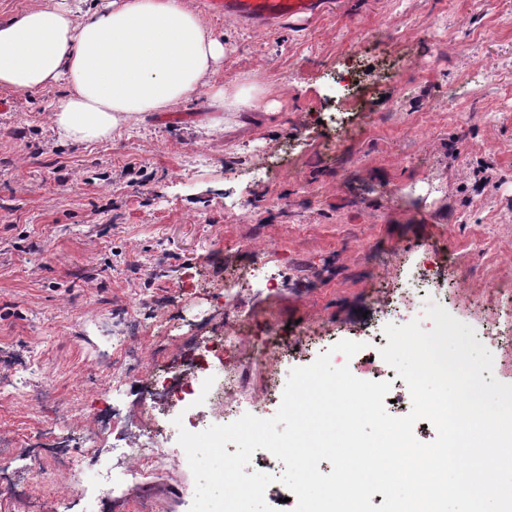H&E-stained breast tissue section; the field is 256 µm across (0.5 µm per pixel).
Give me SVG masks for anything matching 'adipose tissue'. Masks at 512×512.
<instances>
[{
  "label": "adipose tissue",
  "mask_w": 512,
  "mask_h": 512,
  "mask_svg": "<svg viewBox=\"0 0 512 512\" xmlns=\"http://www.w3.org/2000/svg\"><path fill=\"white\" fill-rule=\"evenodd\" d=\"M223 64V36L184 0H45L0 21V88L66 84L52 122L74 143L108 140L202 89L215 110L256 109L259 86L211 83Z\"/></svg>",
  "instance_id": "1"
}]
</instances>
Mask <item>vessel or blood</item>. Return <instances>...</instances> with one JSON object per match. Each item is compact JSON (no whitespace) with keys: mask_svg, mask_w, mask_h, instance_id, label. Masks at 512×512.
Listing matches in <instances>:
<instances>
[{"mask_svg":"<svg viewBox=\"0 0 512 512\" xmlns=\"http://www.w3.org/2000/svg\"><path fill=\"white\" fill-rule=\"evenodd\" d=\"M325 0H206L208 12L237 19L255 29H275L319 15Z\"/></svg>","mask_w":512,"mask_h":512,"instance_id":"1","label":"vessel or blood"}]
</instances>
